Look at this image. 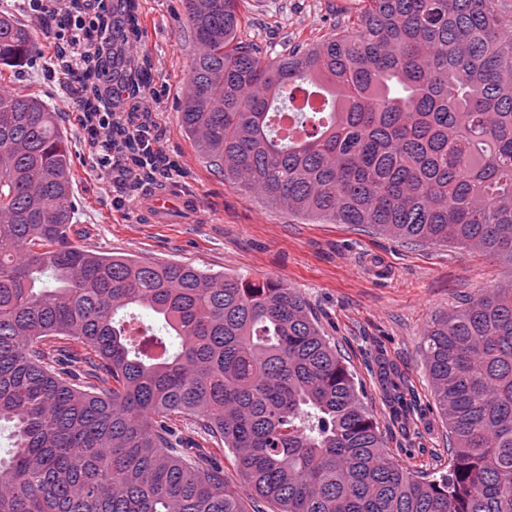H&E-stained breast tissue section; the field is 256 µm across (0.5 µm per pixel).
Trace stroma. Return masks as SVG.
I'll return each instance as SVG.
<instances>
[{
    "mask_svg": "<svg viewBox=\"0 0 512 512\" xmlns=\"http://www.w3.org/2000/svg\"><path fill=\"white\" fill-rule=\"evenodd\" d=\"M135 3L142 38L130 55L151 64L147 89L155 98L158 149L164 161L180 167L177 185L200 206L147 224L136 213L143 194L138 186L128 188L123 207L115 206L77 96L63 71L44 67L43 55L56 52L57 42L43 36L38 55L0 82L41 98L56 112L72 153L71 241L97 254L189 264L294 288L353 373L389 454L413 472L447 471L448 425L435 405L424 333L464 297L511 286L512 262L453 243L401 242L367 224H311L225 181L185 135L176 110L194 57L181 0ZM355 7L356 0H246L239 35L275 53L319 41L335 24L337 10ZM394 380L411 400L399 419L388 397Z\"/></svg>",
    "mask_w": 512,
    "mask_h": 512,
    "instance_id": "1",
    "label": "stroma"
}]
</instances>
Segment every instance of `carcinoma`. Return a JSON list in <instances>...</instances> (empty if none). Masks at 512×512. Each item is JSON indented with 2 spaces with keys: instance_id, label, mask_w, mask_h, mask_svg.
Returning a JSON list of instances; mask_svg holds the SVG:
<instances>
[{
  "instance_id": "1",
  "label": "carcinoma",
  "mask_w": 512,
  "mask_h": 512,
  "mask_svg": "<svg viewBox=\"0 0 512 512\" xmlns=\"http://www.w3.org/2000/svg\"><path fill=\"white\" fill-rule=\"evenodd\" d=\"M242 3L181 0L177 112L206 163L295 215L512 259V0H363L273 58L239 39ZM134 9L84 29L112 24L114 67ZM37 45L0 12L1 67ZM104 67L83 63L86 112L107 106ZM149 70L117 78L126 99ZM70 158L51 106L0 84V512H245L224 468L177 450V415L277 512H512V286L428 326L451 460L411 472L297 291L74 244ZM134 307L153 314L136 339Z\"/></svg>"
}]
</instances>
